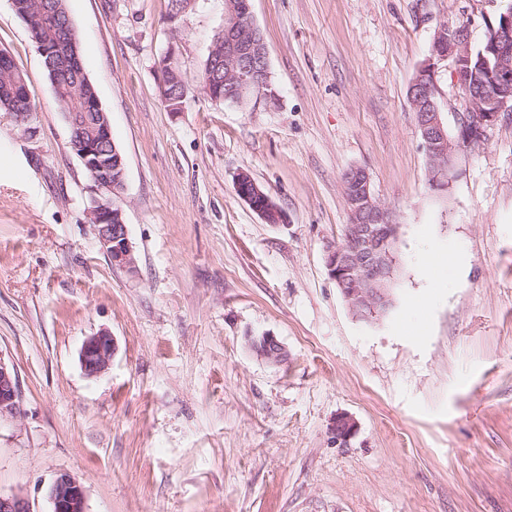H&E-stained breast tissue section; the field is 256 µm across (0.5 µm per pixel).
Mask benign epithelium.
<instances>
[{
	"instance_id": "obj_1",
	"label": "benign epithelium",
	"mask_w": 512,
	"mask_h": 512,
	"mask_svg": "<svg viewBox=\"0 0 512 512\" xmlns=\"http://www.w3.org/2000/svg\"><path fill=\"white\" fill-rule=\"evenodd\" d=\"M224 40V100L238 106L253 100L275 101L270 83L269 51L264 34L253 19L251 0H226L224 24L215 34ZM485 53L476 55L468 28L439 26L433 34L430 57L418 69L408 91L416 114L417 128L426 151L430 186L448 190L460 155L484 144L488 130L503 112H512V10L502 14L498 24L486 22ZM449 61L464 93L468 108L455 113L454 129L441 118L435 78L438 64ZM91 177L87 214L102 249L112 264L129 272L135 259L129 241L123 208L125 169L117 148H112V164L119 174L102 182L108 171L95 145L83 141L74 146ZM357 178L344 180L350 223L344 227L347 243L329 248L326 266L353 315L369 319L393 305L391 281L399 242V225L376 198L371 180L362 168ZM239 197L267 224H281L286 215L273 198L247 172L235 178ZM248 348L272 365L288 360L285 346L270 333L246 337ZM115 342L110 333L87 337L80 349L84 373L97 377L112 363ZM19 390L15 375L0 360V415H15ZM357 430L356 421L339 414L331 424V434L339 445L346 444ZM51 512H87L82 485L70 474L56 476L48 489ZM0 512H31L20 492L0 494Z\"/></svg>"
}]
</instances>
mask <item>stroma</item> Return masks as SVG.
<instances>
[{
	"instance_id": "stroma-1",
	"label": "stroma",
	"mask_w": 512,
	"mask_h": 512,
	"mask_svg": "<svg viewBox=\"0 0 512 512\" xmlns=\"http://www.w3.org/2000/svg\"><path fill=\"white\" fill-rule=\"evenodd\" d=\"M512 0H252L277 102L195 95L169 111L158 61L189 82L224 0H68L82 64L126 167L135 272L87 218L89 175L10 0L0 50L36 95L30 132L0 112V493L51 512L69 473L87 512H512V112L427 175L408 87L434 31L472 45ZM360 167L400 226L383 316L357 319L326 267ZM248 172L287 220L239 198ZM109 332L110 369L84 339ZM271 333L275 366L246 336ZM346 413L355 435L336 444ZM115 342L110 333L98 332L88 336L80 349V364L87 376L97 377L105 373L112 363ZM248 348L258 357L272 365H281L288 360V351L285 346L270 333L260 336H246ZM19 407V390L15 375L0 361V415H16Z\"/></svg>"
}]
</instances>
